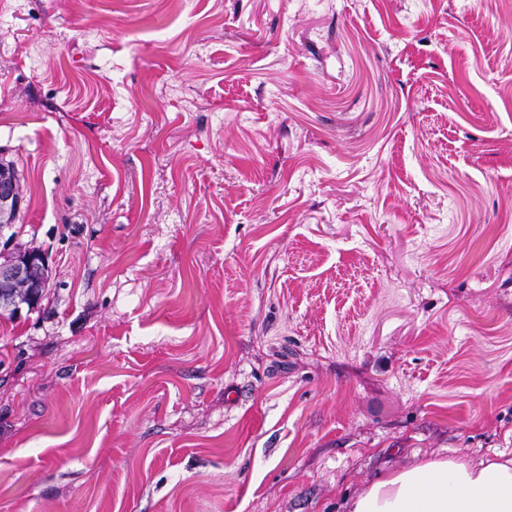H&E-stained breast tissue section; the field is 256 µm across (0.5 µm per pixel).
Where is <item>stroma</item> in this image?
Returning <instances> with one entry per match:
<instances>
[{
    "label": "stroma",
    "mask_w": 512,
    "mask_h": 512,
    "mask_svg": "<svg viewBox=\"0 0 512 512\" xmlns=\"http://www.w3.org/2000/svg\"><path fill=\"white\" fill-rule=\"evenodd\" d=\"M0 161V512L512 458V0H0ZM22 203V191L14 172L0 167V219L5 215L18 214ZM47 266L44 252L11 248L5 242L0 250V310L18 314L24 305L28 311L36 309L46 288Z\"/></svg>",
    "instance_id": "stroma-1"
}]
</instances>
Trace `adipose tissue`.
<instances>
[{"instance_id": "obj_1", "label": "adipose tissue", "mask_w": 512, "mask_h": 512, "mask_svg": "<svg viewBox=\"0 0 512 512\" xmlns=\"http://www.w3.org/2000/svg\"><path fill=\"white\" fill-rule=\"evenodd\" d=\"M349 512H512V459L433 457L373 482Z\"/></svg>"}]
</instances>
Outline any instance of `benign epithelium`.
<instances>
[{"mask_svg": "<svg viewBox=\"0 0 512 512\" xmlns=\"http://www.w3.org/2000/svg\"><path fill=\"white\" fill-rule=\"evenodd\" d=\"M22 191L14 172L0 167V219L18 214ZM48 266V256L38 250H20L5 243L0 246V310L12 314L22 307L32 311L42 299L46 280L43 272Z\"/></svg>", "mask_w": 512, "mask_h": 512, "instance_id": "7a95c632", "label": "benign epithelium"}]
</instances>
